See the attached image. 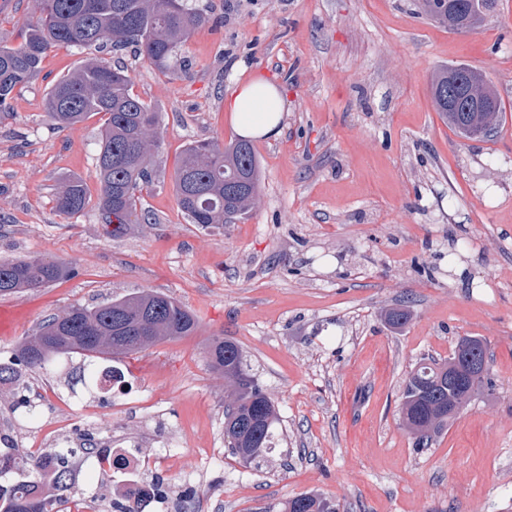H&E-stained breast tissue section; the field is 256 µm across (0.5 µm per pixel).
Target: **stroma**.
I'll use <instances>...</instances> for the list:
<instances>
[{"label": "stroma", "mask_w": 512, "mask_h": 512, "mask_svg": "<svg viewBox=\"0 0 512 512\" xmlns=\"http://www.w3.org/2000/svg\"><path fill=\"white\" fill-rule=\"evenodd\" d=\"M207 3L213 20L175 72L130 49L109 55L163 114L158 174L139 201L151 223L112 237L93 202L105 115L62 130L46 114L48 89L84 50L51 49L0 115V261L52 256L74 268L0 296L30 309L0 335V359L71 306L142 291L199 321L195 335L117 357L121 392L71 391L77 355L56 372L27 371L24 389L0 385L14 444L54 450L64 415L150 458L196 512H280L307 492L339 512H512V0L469 33L421 17L415 0ZM450 64L497 89L493 137L463 138L435 111L431 75ZM259 75L285 99L281 135L252 142L261 200L231 224L190 223L174 189L180 152L237 139L224 101ZM70 178L92 202L67 217L54 194ZM396 307L411 312L399 329L384 321ZM215 336L238 343L275 404V445L259 463L224 439L230 390L210 364ZM464 336L486 341L488 379L431 447H414L399 421L403 385ZM23 398L39 422L16 411Z\"/></svg>", "instance_id": "obj_1"}]
</instances>
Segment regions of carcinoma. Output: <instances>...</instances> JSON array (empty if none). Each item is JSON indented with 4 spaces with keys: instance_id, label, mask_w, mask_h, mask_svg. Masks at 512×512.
<instances>
[{
    "instance_id": "1",
    "label": "carcinoma",
    "mask_w": 512,
    "mask_h": 512,
    "mask_svg": "<svg viewBox=\"0 0 512 512\" xmlns=\"http://www.w3.org/2000/svg\"><path fill=\"white\" fill-rule=\"evenodd\" d=\"M39 16L27 24L22 42L0 41V112L10 109L14 90L41 70L51 48L70 46L114 51L133 48L138 56L165 69L190 33L209 21L200 0H36ZM419 12L448 26V0H417ZM456 65L431 76L434 108L449 127L467 139L482 138L499 126L503 105L488 80H448ZM494 104L470 112L474 102ZM46 114L58 127L71 128L92 115H107L96 177L100 184L97 208L116 237L131 224L150 222L138 210L139 193L153 181L163 137L162 114L133 94L123 70L90 56L60 78L48 92ZM179 206L193 224L210 227L254 209L261 189V171L251 142L235 139L225 146L194 141L184 147L175 171ZM87 186L78 178L63 181L55 193V209L75 215L89 204ZM69 264L47 258L0 262V295L43 288L69 277ZM196 316L171 297L142 291L93 307L72 306L39 325L21 341L14 357L0 361V384L21 385L23 370L49 371L63 356L78 354L93 367L94 359L114 358L156 344L193 335ZM212 366L224 373L233 400L224 409V438L233 454L254 462L272 448L277 411L270 396L248 369L240 346L215 337L209 344ZM448 362L425 364L405 381L399 408L403 426L415 445L427 446L448 430L455 407L470 401L487 379L461 377L453 383L439 379ZM0 477L17 471L34 475V489L21 480L0 484V512H54L57 499L43 491L47 483L57 492L73 485L70 458L74 448H57L40 458L27 456L8 437L0 436ZM283 512H339V506L312 493L284 504Z\"/></svg>"
}]
</instances>
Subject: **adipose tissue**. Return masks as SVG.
<instances>
[{
	"label": "adipose tissue",
	"mask_w": 512,
	"mask_h": 512,
	"mask_svg": "<svg viewBox=\"0 0 512 512\" xmlns=\"http://www.w3.org/2000/svg\"><path fill=\"white\" fill-rule=\"evenodd\" d=\"M238 132L247 138L274 139L281 133L284 99L279 87L256 77L239 86L224 103Z\"/></svg>",
	"instance_id": "1"
}]
</instances>
